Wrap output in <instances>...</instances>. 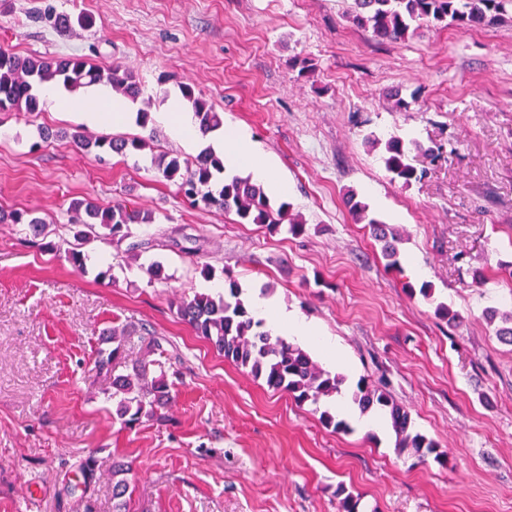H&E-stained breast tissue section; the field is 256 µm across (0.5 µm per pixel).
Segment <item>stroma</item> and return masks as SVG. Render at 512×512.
I'll use <instances>...</instances> for the list:
<instances>
[{
    "instance_id": "35a3bbf8",
    "label": "stroma",
    "mask_w": 512,
    "mask_h": 512,
    "mask_svg": "<svg viewBox=\"0 0 512 512\" xmlns=\"http://www.w3.org/2000/svg\"><path fill=\"white\" fill-rule=\"evenodd\" d=\"M351 3L0 0L1 49L123 66L150 102L146 123L94 128L44 103L0 112V209L45 223L37 247L24 225L0 223V512H83L70 486L88 457L94 512H115L117 460L124 512H339L341 486L359 512H512V346L484 316L512 309V18L390 43L346 19ZM50 5L94 24L55 31L35 18ZM185 85L261 145L288 187L270 204L288 203L304 234L193 206L157 173L156 157H195L158 120ZM87 129L147 146L100 158L69 139ZM393 137L444 156L416 157L428 174L403 186L368 145ZM351 192L402 232L399 269L354 223ZM84 197L154 220L126 241L87 240L83 271L43 246L73 240L69 205ZM152 262L164 279L146 273ZM228 275L336 343L329 369L347 387L385 382L445 462L398 452L391 431L323 426L315 404L197 336L177 301L223 290ZM441 303L459 322L437 316ZM115 324L131 331L130 358L156 337L167 351L173 398L161 419L123 425L105 399L94 359ZM128 471L126 465L122 461H117L112 466V498L118 502L115 504L117 512H122L125 504L123 498L128 492L129 484L125 478H119L121 475H125Z\"/></svg>"
}]
</instances>
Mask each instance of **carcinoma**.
Returning a JSON list of instances; mask_svg holds the SVG:
<instances>
[{"instance_id": "carcinoma-1", "label": "carcinoma", "mask_w": 512, "mask_h": 512, "mask_svg": "<svg viewBox=\"0 0 512 512\" xmlns=\"http://www.w3.org/2000/svg\"><path fill=\"white\" fill-rule=\"evenodd\" d=\"M355 9L349 21L381 40L400 41L419 34L424 24L454 25L463 28L491 26L512 12V0H354ZM43 20L53 29L64 32L78 24L92 25L93 18L87 14L70 15L58 13L52 6L43 14ZM60 81L66 87L91 86L107 83L112 92L131 100L142 93L136 76L120 66L101 68L91 64L85 57L72 56H21L0 50V111L35 112L39 109V98L35 89L49 82ZM183 97L191 103L199 124L206 134L222 125V118L213 105L188 86L181 89ZM72 142L83 149L124 154L131 147L145 148L143 141H125L108 137L89 138L81 131L71 134ZM434 162L440 159L439 149L426 147L416 140L404 143L391 138L385 145L384 167L391 179L404 186L421 181L426 169L418 168L409 157L411 152ZM159 169L162 177L173 183L178 191L193 205L216 206L235 212L242 224H264L275 231L288 223V233L296 236L305 231V223L290 211L287 203L278 208L271 207L263 186L237 175L224 174V163L211 150L202 151L190 163L177 157H161ZM224 175L221 188L213 192L212 181L216 175ZM349 211L357 224H367L373 238L382 244V255L386 268L400 264L402 237L388 224L370 216L368 207L354 196L347 199ZM71 223L104 230L103 236L121 241L130 235V225L148 224L152 215L130 211L123 204L102 207L95 201L76 199L71 204ZM28 225L29 235L37 238L42 232V221L27 217V212L0 210V223ZM180 319L188 324L196 335L211 343L224 358L250 370L257 379L274 391H286L299 402H318L322 397H333L342 392L345 376L324 369L317 361L297 345L281 337H272L261 330V322L250 315L241 298V288L230 276L224 277V291L217 294L196 293L183 298L177 304ZM489 322H498L497 338L512 345V311H487ZM125 333L112 330L101 337L96 368L112 377V390L105 392L106 399L115 404V414L122 423L132 425L143 417L153 418L157 411L171 400L170 384L164 365L150 359L157 352L164 354L161 342L152 339L145 352L134 360H127L124 349ZM351 400L362 413L375 410L386 411L396 434L399 451L412 450L419 458L428 454L440 459L437 444L425 435L413 430L411 417L405 407L397 403L379 384L363 377L356 383ZM127 472L124 462L112 466V498L117 500L115 508L122 512L123 498L129 484L122 475Z\"/></svg>"}]
</instances>
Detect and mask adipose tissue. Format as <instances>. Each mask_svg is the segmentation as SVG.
<instances>
[{
	"label": "adipose tissue",
	"mask_w": 512,
	"mask_h": 512,
	"mask_svg": "<svg viewBox=\"0 0 512 512\" xmlns=\"http://www.w3.org/2000/svg\"><path fill=\"white\" fill-rule=\"evenodd\" d=\"M50 109L54 112H64L78 115L90 124L101 121L102 114L99 105H107L112 109V122L116 125H126L133 121L134 112L130 102L113 99L107 87L98 85L90 90L69 91L59 89L48 95ZM174 137L186 143L203 142L220 155L224 167L233 171L244 162H251V170L256 180L263 182L272 191L285 192V184L279 182L264 163L258 162V149L250 137L242 131L230 133L213 130L201 133L198 130L192 113L187 112L179 98H171L165 112L161 115ZM252 311L255 319L265 321L270 328L282 336H293L303 341L320 342L328 359H335L338 350L329 340L323 339L317 329L306 322L296 311L277 306L266 298H255L252 301Z\"/></svg>",
	"instance_id": "ef3b65f1"
}]
</instances>
